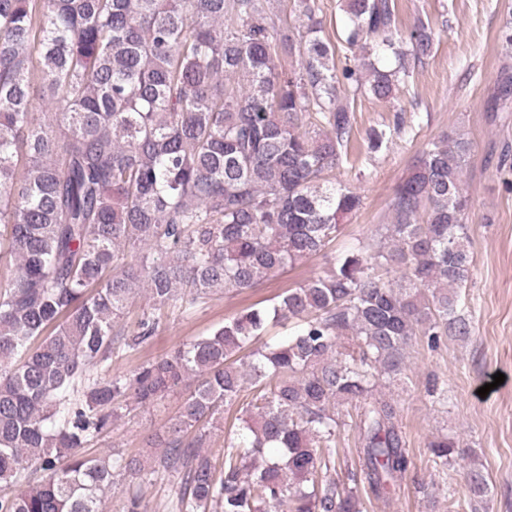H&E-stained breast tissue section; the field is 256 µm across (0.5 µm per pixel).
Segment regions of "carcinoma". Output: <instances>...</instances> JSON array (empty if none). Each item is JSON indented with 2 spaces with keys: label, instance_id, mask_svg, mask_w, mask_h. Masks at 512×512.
I'll return each mask as SVG.
<instances>
[{
  "label": "carcinoma",
  "instance_id": "cac0c4a2",
  "mask_svg": "<svg viewBox=\"0 0 512 512\" xmlns=\"http://www.w3.org/2000/svg\"><path fill=\"white\" fill-rule=\"evenodd\" d=\"M359 63L336 72L316 0H0V512H103L126 477L179 478L172 512H361L340 483L341 408L357 411L361 473L378 498L411 460L398 403L418 336L466 339L470 253L460 130L427 144L373 242L324 276L253 304L134 373L112 356L149 344L172 303L189 315L325 252L361 196L328 180L354 111L337 89L395 98L430 26L407 35L396 0H341ZM297 27L288 29L287 13ZM389 51L398 65L370 60ZM298 62L288 67V58ZM46 112L31 108L33 97ZM492 112L512 111V72ZM368 133L377 152L404 131ZM152 302L129 334L117 319ZM297 320L262 341L271 324ZM185 386L147 458L89 454L131 407ZM248 395H243V392ZM224 453H202L208 430ZM445 471L453 441L430 443ZM468 493H488L471 466Z\"/></svg>",
  "mask_w": 512,
  "mask_h": 512
}]
</instances>
